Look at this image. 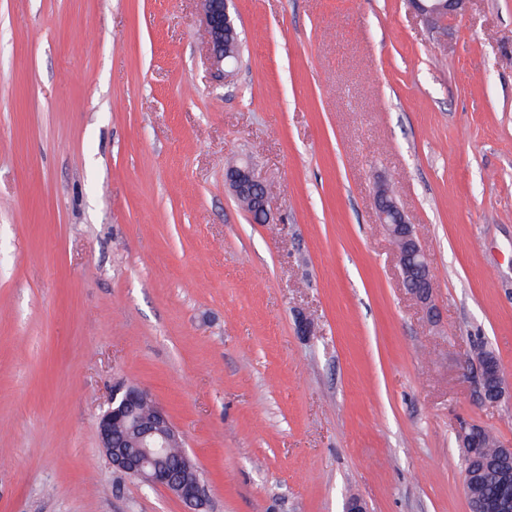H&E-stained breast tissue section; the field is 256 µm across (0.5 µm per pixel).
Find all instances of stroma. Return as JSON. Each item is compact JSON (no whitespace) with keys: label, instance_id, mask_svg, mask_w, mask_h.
I'll return each mask as SVG.
<instances>
[{"label":"stroma","instance_id":"35a3bbf8","mask_svg":"<svg viewBox=\"0 0 512 512\" xmlns=\"http://www.w3.org/2000/svg\"><path fill=\"white\" fill-rule=\"evenodd\" d=\"M233 9L227 79L198 0H0V512H190L100 448L127 384L207 512H469L460 427L512 441V396L484 402L468 362L489 349L512 382V0L443 30L410 0ZM225 178L238 199L249 196L255 200L257 208L263 215V222H268L270 219L268 195L267 192H262V187L265 186L251 167L249 165L232 167L227 170ZM375 208L379 223L395 244L402 284L427 315L433 317L435 286L412 225L408 224L399 203L386 188H379Z\"/></svg>","mask_w":512,"mask_h":512}]
</instances>
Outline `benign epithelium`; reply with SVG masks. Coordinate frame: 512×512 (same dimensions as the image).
Returning a JSON list of instances; mask_svg holds the SVG:
<instances>
[{"instance_id":"obj_1","label":"benign epithelium","mask_w":512,"mask_h":512,"mask_svg":"<svg viewBox=\"0 0 512 512\" xmlns=\"http://www.w3.org/2000/svg\"><path fill=\"white\" fill-rule=\"evenodd\" d=\"M232 0H200L205 43L211 63L228 77L236 62L224 51L227 36L235 33V18L230 12ZM417 12L432 27H445L462 9L464 0H411ZM225 178L237 197H251L269 221L268 195L262 192L264 184L250 166H235ZM375 208L379 223L385 228L396 247L401 281L427 315L434 316V282L427 259L408 224L397 200L386 188L378 190ZM482 399L490 404L500 402L508 390L501 365L494 355L477 358ZM152 404L150 418L139 416V407ZM98 436L112 468L150 488L163 487L173 496L189 505L195 512L206 506V485L202 479L185 480L166 465L157 463L156 456L165 448L181 443V437L170 421L167 410L157 403L151 393L136 385L119 390L98 419ZM478 426L459 432V445L465 456L475 452L474 440L481 434ZM501 494L487 502V512H512V471L496 475Z\"/></svg>"}]
</instances>
